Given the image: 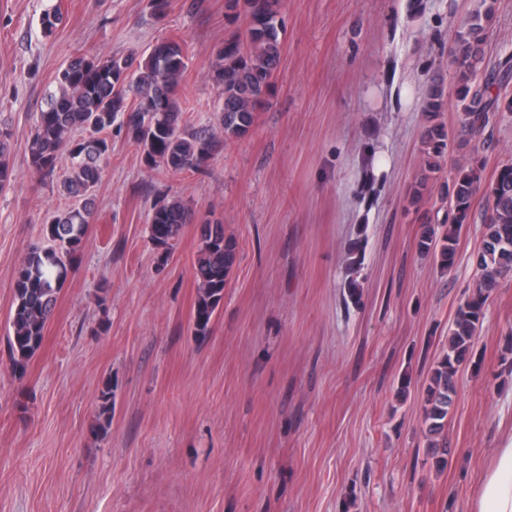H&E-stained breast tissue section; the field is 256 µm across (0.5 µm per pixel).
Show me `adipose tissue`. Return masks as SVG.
<instances>
[{
  "mask_svg": "<svg viewBox=\"0 0 512 512\" xmlns=\"http://www.w3.org/2000/svg\"><path fill=\"white\" fill-rule=\"evenodd\" d=\"M468 512H512V436L494 449Z\"/></svg>",
  "mask_w": 512,
  "mask_h": 512,
  "instance_id": "1",
  "label": "adipose tissue"
}]
</instances>
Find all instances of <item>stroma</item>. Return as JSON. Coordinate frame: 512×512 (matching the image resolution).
Wrapping results in <instances>:
<instances>
[{
    "label": "stroma",
    "instance_id": "obj_1",
    "mask_svg": "<svg viewBox=\"0 0 512 512\" xmlns=\"http://www.w3.org/2000/svg\"><path fill=\"white\" fill-rule=\"evenodd\" d=\"M60 7L52 35L40 18ZM482 12L484 68L512 62V0H282L283 53L269 104L197 172L148 169L126 134L94 194L87 230L25 375L6 337L16 273L66 210L61 159L30 176L31 130L71 56L143 54L183 40L182 122L218 107L216 54L241 33L224 0H0V118L15 181L0 191V512H467L489 453L512 435V277L488 301L457 375L449 464L426 461L422 393L455 312L476 285L484 198L454 267L417 240L446 215L443 179L409 208L427 172L421 110L442 83L449 171L479 147L486 174L512 163V116L478 135L460 123L454 36ZM194 212L168 255L149 240L156 197ZM223 224L238 261L212 331L193 336L199 223ZM363 251L357 300L345 254ZM112 425L96 430L104 381Z\"/></svg>",
    "mask_w": 512,
    "mask_h": 512
}]
</instances>
